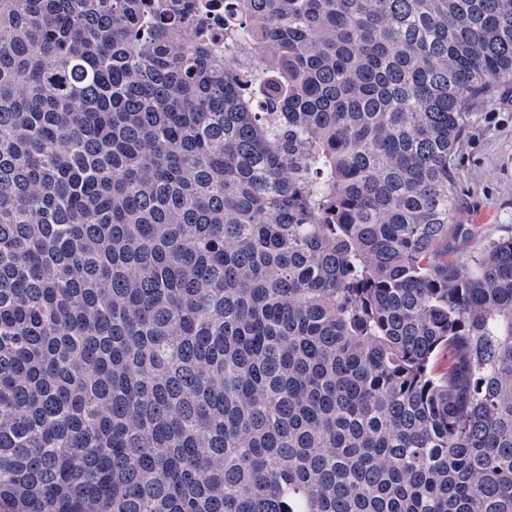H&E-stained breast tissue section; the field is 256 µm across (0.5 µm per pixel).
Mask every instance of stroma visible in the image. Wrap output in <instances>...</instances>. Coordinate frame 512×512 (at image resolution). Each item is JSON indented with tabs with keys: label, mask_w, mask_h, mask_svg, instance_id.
<instances>
[{
	"label": "stroma",
	"mask_w": 512,
	"mask_h": 512,
	"mask_svg": "<svg viewBox=\"0 0 512 512\" xmlns=\"http://www.w3.org/2000/svg\"><path fill=\"white\" fill-rule=\"evenodd\" d=\"M455 168V221L467 246L512 233V85L471 104Z\"/></svg>",
	"instance_id": "1"
}]
</instances>
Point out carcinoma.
<instances>
[{
	"label": "carcinoma",
	"mask_w": 512,
	"mask_h": 512,
	"mask_svg": "<svg viewBox=\"0 0 512 512\" xmlns=\"http://www.w3.org/2000/svg\"><path fill=\"white\" fill-rule=\"evenodd\" d=\"M207 11L0 0V512H512V0ZM456 160V218L468 248L512 231V85L476 99Z\"/></svg>",
	"instance_id": "1"
}]
</instances>
